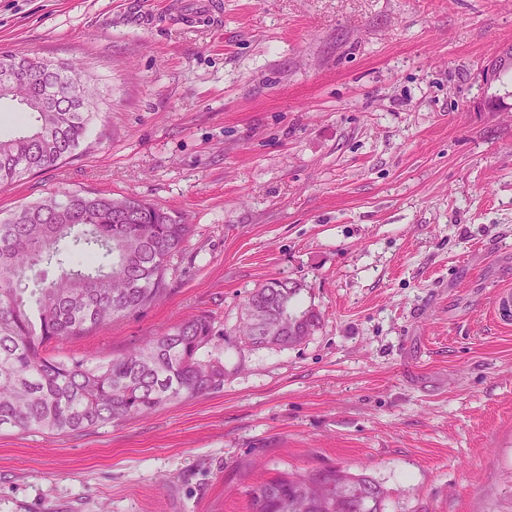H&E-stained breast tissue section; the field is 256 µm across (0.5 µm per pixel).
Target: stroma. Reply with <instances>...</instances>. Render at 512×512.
<instances>
[{"instance_id":"1","label":"stroma","mask_w":512,"mask_h":512,"mask_svg":"<svg viewBox=\"0 0 512 512\" xmlns=\"http://www.w3.org/2000/svg\"><path fill=\"white\" fill-rule=\"evenodd\" d=\"M0 0V52L75 62L103 106L77 155L0 189L134 197L192 233L167 291L60 358L106 361L210 315L220 391L71 435L0 431V512H250L343 467L385 512H512V112L487 58L512 0ZM301 281L322 316L241 348L242 306ZM488 312L490 319L497 327L502 329L512 327V289L510 284L500 286L495 291Z\"/></svg>"}]
</instances>
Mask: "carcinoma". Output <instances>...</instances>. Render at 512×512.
Listing matches in <instances>:
<instances>
[{"instance_id":"cac0c4a2","label":"carcinoma","mask_w":512,"mask_h":512,"mask_svg":"<svg viewBox=\"0 0 512 512\" xmlns=\"http://www.w3.org/2000/svg\"><path fill=\"white\" fill-rule=\"evenodd\" d=\"M83 76L74 62L18 87L0 101L29 95L45 101L57 86ZM101 100L65 109L30 110L34 123L0 136V188L57 168L80 148ZM191 225L160 207L128 197L66 192L17 208L0 220V429L82 432L143 417L172 401L224 386V362L209 354L213 320L197 315L160 329L105 362L58 358L50 345L79 339L158 301L170 259L181 253ZM96 262L75 264L71 251ZM59 274L45 281L40 267ZM303 284L274 278L243 306L246 348L300 344L318 329L313 308L295 306ZM387 491L371 477L343 468L279 474L251 490V512H384Z\"/></svg>"}]
</instances>
